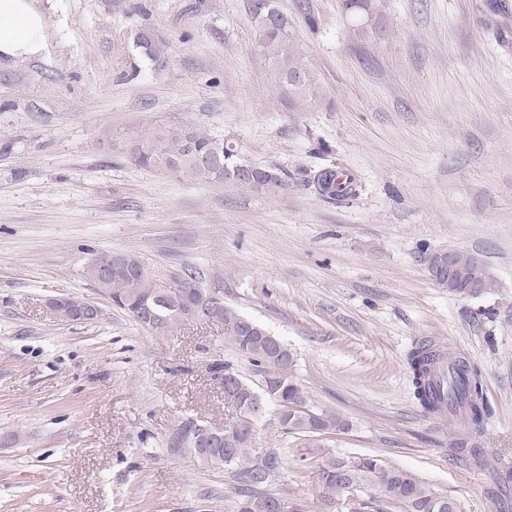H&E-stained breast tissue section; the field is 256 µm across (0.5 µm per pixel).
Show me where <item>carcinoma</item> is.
<instances>
[{"mask_svg": "<svg viewBox=\"0 0 512 512\" xmlns=\"http://www.w3.org/2000/svg\"><path fill=\"white\" fill-rule=\"evenodd\" d=\"M252 18L257 27L256 46L271 64L276 76L290 97L307 98L319 93L314 73L298 50L288 18L274 6V0H253ZM134 47L153 62L166 58L164 44L140 30L134 37ZM112 148L136 165L166 171L199 182L234 181L259 189L271 181L282 187V176L248 163L232 143L199 132L195 127L161 126L152 134L135 140L115 138ZM318 192L331 199L345 198L355 193L354 179L336 182V171L323 170L313 177ZM106 295L112 294V304L125 311L137 324L145 326L139 315V301L159 291V283L139 274L133 278H112L96 285ZM154 320L164 323L161 335L174 333L183 321L177 306L164 304ZM218 322L227 329L237 350L258 367L262 382L269 389H257L228 364L217 363L212 372L224 371V389L231 398L234 414L224 426V449L238 458L248 456L252 441L247 432L250 413L264 406L268 398L279 407L278 424L288 434L313 437L335 433L348 427L346 419L330 409L311 408L309 414H297L296 404L309 405L310 396L290 375L294 358L288 347L260 324L223 307ZM412 373L414 395L423 412L442 417L447 413L464 417L467 433L482 430L488 407L484 401L478 372L462 356H452L430 340L413 348L407 359ZM283 463V455L267 451L249 467H240L236 478L240 483L237 512H271L276 496L263 494L257 488L266 483ZM389 479L387 499L405 505V512H448V497L435 493L414 474L385 465L373 457L349 459L322 455L316 483L321 489V501L329 507L345 488L353 483L365 488Z\"/></svg>", "mask_w": 512, "mask_h": 512, "instance_id": "obj_1", "label": "carcinoma"}]
</instances>
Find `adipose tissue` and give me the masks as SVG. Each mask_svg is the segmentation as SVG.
<instances>
[{
	"label": "adipose tissue",
	"mask_w": 512,
	"mask_h": 512,
	"mask_svg": "<svg viewBox=\"0 0 512 512\" xmlns=\"http://www.w3.org/2000/svg\"><path fill=\"white\" fill-rule=\"evenodd\" d=\"M45 16L32 0H0V54L32 57L43 48Z\"/></svg>",
	"instance_id": "ef3b65f1"
}]
</instances>
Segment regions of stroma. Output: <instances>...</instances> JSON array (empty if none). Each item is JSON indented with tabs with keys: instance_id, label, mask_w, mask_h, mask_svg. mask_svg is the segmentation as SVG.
<instances>
[{
	"instance_id": "obj_1",
	"label": "stroma",
	"mask_w": 512,
	"mask_h": 512,
	"mask_svg": "<svg viewBox=\"0 0 512 512\" xmlns=\"http://www.w3.org/2000/svg\"><path fill=\"white\" fill-rule=\"evenodd\" d=\"M252 0H34L41 53L0 59V512H235L233 473L173 437L232 414L209 365L259 375L224 326L168 336L112 306L84 273L131 252L149 279L190 272L286 344L292 376L348 430L315 439L259 425L284 451L267 493L323 512L322 451L414 473L461 512H500L512 466V0H275L320 94L291 100L256 49ZM168 46L164 67L133 38ZM231 140L284 174L275 194L142 168L112 149L161 125ZM324 169L356 193L322 196ZM477 254L493 286L460 297L440 251ZM98 306L62 322L48 299ZM430 338L478 370L490 415L458 450L455 416L424 415L407 356Z\"/></svg>"
}]
</instances>
